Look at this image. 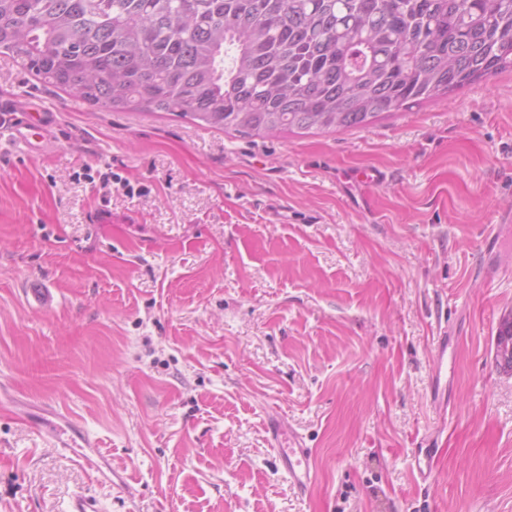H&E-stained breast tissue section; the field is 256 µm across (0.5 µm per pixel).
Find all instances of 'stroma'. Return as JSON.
Instances as JSON below:
<instances>
[{
    "label": "stroma",
    "mask_w": 512,
    "mask_h": 512,
    "mask_svg": "<svg viewBox=\"0 0 512 512\" xmlns=\"http://www.w3.org/2000/svg\"><path fill=\"white\" fill-rule=\"evenodd\" d=\"M0 103L51 116L0 136V512H512V223L483 243L512 70L315 135L114 112L2 55ZM286 445L278 444V459L282 468L288 473L292 483L299 489H306L312 482L313 472L311 456L299 440Z\"/></svg>",
    "instance_id": "obj_1"
}]
</instances>
